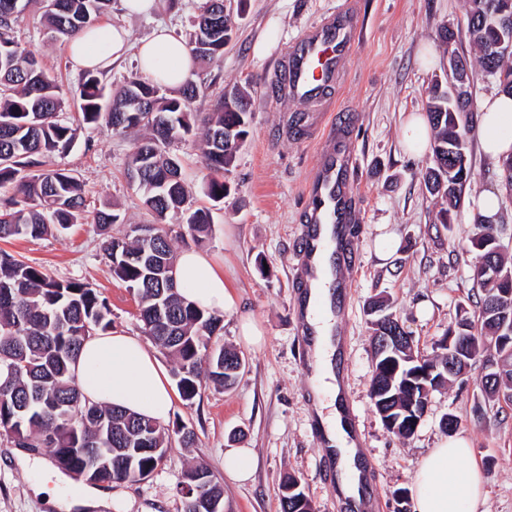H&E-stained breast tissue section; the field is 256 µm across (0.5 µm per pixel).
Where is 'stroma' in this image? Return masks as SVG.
<instances>
[{
	"instance_id": "obj_1",
	"label": "stroma",
	"mask_w": 512,
	"mask_h": 512,
	"mask_svg": "<svg viewBox=\"0 0 512 512\" xmlns=\"http://www.w3.org/2000/svg\"><path fill=\"white\" fill-rule=\"evenodd\" d=\"M202 2L174 0L172 8L125 20L130 44H138L160 23L188 36ZM224 6L232 19L224 55L195 70L192 80L201 93L191 111L204 117L225 91L239 88L251 101L249 134L224 174L227 192L220 203L207 195L210 174L198 142L189 136L173 144L194 205L209 211L211 224L198 245L183 216L167 217L163 227L174 251L195 246L223 265L225 278L262 327L265 341L257 347L244 344L236 316L224 314L211 343L235 349L243 360L235 384L224 390L203 387L189 402L175 398L168 422L193 429L194 446L184 447L171 437L163 462L149 477L104 486L110 497L106 512H183L182 474L196 463L222 480L227 512H280L279 484L287 473L300 480L314 512H338V496L326 485L320 467L308 347L292 300L303 191L320 139L307 135L311 115L289 102L280 74L288 46L324 16L346 7L354 11L360 36L323 120L344 121L346 143L358 161V255L344 271L352 293L342 360L349 410L364 441L363 453L378 476L379 512H394L395 496L409 491L421 458L447 438L441 421L449 415L457 418V432L469 439L471 455L482 469L486 512H512V402L487 398L479 385L481 364H474L464 380L432 393L426 417L407 439L385 428L369 393L372 300L389 299L424 355L432 354L449 325L474 315L480 288L473 280L472 199L483 189L500 192L499 229L505 258L512 263V195L502 192L501 163L482 153L478 136L469 140L471 176L447 225L436 223L442 201L430 196L422 181L431 154L409 156L400 141L404 115L425 110L430 86L445 76L449 52L470 62L475 100L499 90L496 80L480 69L479 49L463 24L469 0H224ZM445 27L455 33L453 44L439 38ZM17 40L39 57L67 100L58 120L76 128L77 140L51 162L79 178L87 213L114 206L120 222L109 235L115 237L123 236L127 225L154 223L141 191L126 177L136 134L80 125L82 74L72 69L65 42L52 39L37 9L22 18ZM261 42L267 50L259 56L255 47ZM385 234L395 239L396 251L383 260L376 246ZM104 237L95 224H75L48 237L0 241V250L59 278L91 283L109 304L113 329L141 335L136 298L113 278L103 259ZM229 448L253 449L255 471L249 482L225 481L224 452ZM44 484L58 485L61 501L91 489L64 476L48 452H29L0 434V512H63L40 493Z\"/></svg>"
}]
</instances>
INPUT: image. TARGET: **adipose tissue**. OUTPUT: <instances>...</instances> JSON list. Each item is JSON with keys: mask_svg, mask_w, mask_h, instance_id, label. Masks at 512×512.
Returning <instances> with one entry per match:
<instances>
[{"mask_svg": "<svg viewBox=\"0 0 512 512\" xmlns=\"http://www.w3.org/2000/svg\"><path fill=\"white\" fill-rule=\"evenodd\" d=\"M157 0H119L122 22L96 24L72 39L69 59L81 70H102L125 56L128 30L125 18L147 14ZM136 50L138 65L151 80L169 88L181 87L195 68L183 38L157 27ZM483 153L497 160L512 155V96L492 94L484 99L478 123ZM176 278L189 300L199 307L239 316L238 334L249 345L260 344L263 332L252 316L242 312L224 270L211 257L194 249L179 253ZM335 347L327 324L316 328L312 357L317 383L313 408L329 445L338 447L348 489L359 476L356 448L347 446L340 388L334 371ZM72 371L83 394L93 402L114 406L157 422H165L174 400L169 382L150 348L136 336L120 330L100 332L81 346ZM465 437L441 441L421 460L412 482L414 512H481L486 495L483 477L471 463Z\"/></svg>", "mask_w": 512, "mask_h": 512, "instance_id": "obj_1", "label": "adipose tissue"}]
</instances>
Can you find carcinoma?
Listing matches in <instances>:
<instances>
[{"mask_svg": "<svg viewBox=\"0 0 512 512\" xmlns=\"http://www.w3.org/2000/svg\"><path fill=\"white\" fill-rule=\"evenodd\" d=\"M30 0H0V188L13 194L0 198V240L39 238L66 230L85 219V200L79 179L65 168L45 169L39 157L63 153L76 142V129L58 121L65 101L57 83L39 60L22 50L15 40V27ZM503 0H471L464 19L467 31L479 47V66L500 79L512 77V65L490 57L489 33L479 34L476 21ZM44 18L56 35L71 40L109 12L112 0H42ZM210 48L196 53L197 44ZM187 45L196 60L211 63L224 53V0H204L194 20ZM161 84L134 74L114 95L105 109L101 81L88 71L81 87V122L104 125L115 133L150 130V137L135 143L128 162L130 178L138 183L144 203L155 224H129L123 237L110 235L120 214L106 206L94 215L105 236L104 255L113 278L132 288L137 299L143 332L176 364L175 377L181 397L193 400L202 386L232 385L239 356L231 349L210 346L211 337L222 329L216 312L201 309L169 279L167 268L176 260L167 232L160 227L169 214L187 213L192 239L201 242L210 227L209 213L191 205V188L181 168L172 167L169 147L189 135V105L199 95L190 82L176 95L160 93ZM251 113L244 92L233 88L224 94L202 133L204 168L210 172L208 196L224 200L227 187L220 176L229 170L237 149L248 135ZM428 116L434 131L433 166L423 181L426 190L450 203H459L470 167L455 163L464 125L457 112L448 110V92L434 85L428 101ZM473 277L481 287L477 315L460 317L448 326L471 342L475 356L485 357L487 343L486 303L499 284L478 266ZM112 329L106 298L91 284L62 280L48 270L0 251V430L20 448L47 446L59 469L82 472L91 484L137 482L151 475L163 460L170 433L185 446L195 442V433L184 426H166L84 397L71 372V363L82 342L98 332ZM439 354L424 356L415 351L411 337L403 350L389 360L380 357L372 382L392 380L391 390L380 395L374 407L381 420L390 412L394 422L388 430L406 438L414 428L395 416L410 405L412 392L405 382L425 366L444 371ZM198 475L193 491L183 492V512H202L206 498H221L223 491L203 465L187 468L183 483Z\"/></svg>", "mask_w": 512, "mask_h": 512, "instance_id": "obj_1", "label": "carcinoma"}]
</instances>
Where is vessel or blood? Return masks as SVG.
<instances>
[{"mask_svg":"<svg viewBox=\"0 0 512 512\" xmlns=\"http://www.w3.org/2000/svg\"><path fill=\"white\" fill-rule=\"evenodd\" d=\"M349 12L329 15L294 41L285 55L284 89L288 97L310 105L323 98L338 81L341 63L353 51L356 30ZM337 125H330L325 141L317 152L316 165L304 189L301 246L295 256V282L323 281L326 294L312 304L308 292L295 298L299 312L316 306L318 313L344 320L348 314L346 285L341 267L355 260L349 247V229L356 223L353 186L350 181L357 162L348 148L336 145ZM365 485L358 499H341V512H374L375 500L370 488L372 471L361 474Z\"/></svg>","mask_w":512,"mask_h":512,"instance_id":"vessel-or-blood-1","label":"vessel or blood"}]
</instances>
